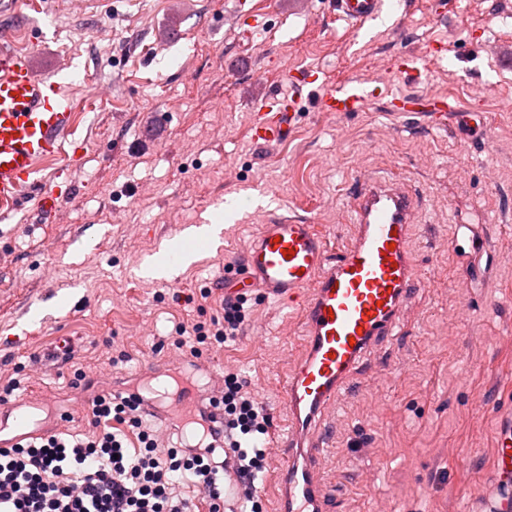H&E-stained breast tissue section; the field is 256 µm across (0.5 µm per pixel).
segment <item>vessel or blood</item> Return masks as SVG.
<instances>
[{
	"label": "vessel or blood",
	"instance_id": "obj_1",
	"mask_svg": "<svg viewBox=\"0 0 512 512\" xmlns=\"http://www.w3.org/2000/svg\"><path fill=\"white\" fill-rule=\"evenodd\" d=\"M390 0H335L338 19L363 28ZM320 88L325 112H361L374 90L347 81L326 85L309 71L291 80L289 92L268 93L251 125L252 139L262 145L287 140L309 86ZM396 116L423 115L428 125L451 127L457 108L448 97H414L390 101ZM74 119L59 82L39 77L29 52L0 43V219L26 198L55 213L58 195L36 179L39 165L56 159ZM422 208L419 197L402 180L372 177L360 181L352 205L351 234L338 254H331L324 234L313 224L283 221L261 225L244 253L243 291L260 289L266 299L296 302L302 354L279 389L288 423L268 444L285 463L275 473L279 487L275 512H329L322 457L332 446L331 418L336 399L345 392L369 358H384L391 342L404 335V309L423 283L409 241ZM144 390V412L161 430L187 440L195 423L217 428L221 412L196 387L212 381L211 364L185 358L160 369L140 367L134 373ZM51 419L42 417L35 400L0 405V445L50 436ZM512 472V416L496 437L493 479Z\"/></svg>",
	"mask_w": 512,
	"mask_h": 512
}]
</instances>
